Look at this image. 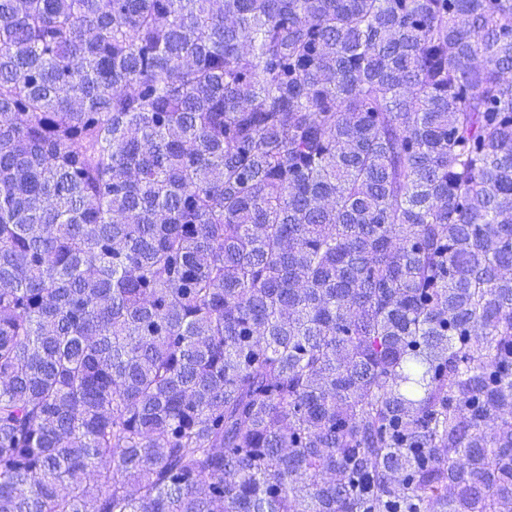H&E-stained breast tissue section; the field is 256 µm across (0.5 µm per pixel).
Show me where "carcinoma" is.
I'll list each match as a JSON object with an SVG mask.
<instances>
[{
	"mask_svg": "<svg viewBox=\"0 0 512 512\" xmlns=\"http://www.w3.org/2000/svg\"><path fill=\"white\" fill-rule=\"evenodd\" d=\"M0 512H512V0H0Z\"/></svg>",
	"mask_w": 512,
	"mask_h": 512,
	"instance_id": "carcinoma-1",
	"label": "carcinoma"
}]
</instances>
